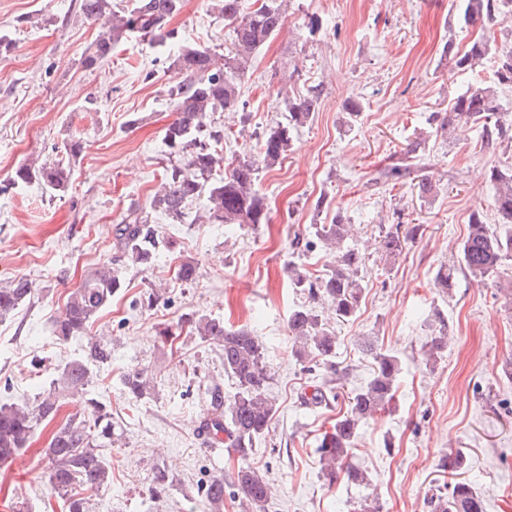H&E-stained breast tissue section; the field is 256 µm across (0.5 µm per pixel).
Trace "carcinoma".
Wrapping results in <instances>:
<instances>
[{
  "mask_svg": "<svg viewBox=\"0 0 512 512\" xmlns=\"http://www.w3.org/2000/svg\"><path fill=\"white\" fill-rule=\"evenodd\" d=\"M183 4L184 0H133L132 6L121 8L112 0H80L84 18L100 25L94 42L81 57L82 67L96 68L133 35L159 45L175 38L168 25L181 12ZM217 7L224 20L233 26L232 48L220 54L209 47L184 46L171 58L169 68L184 79L171 89L176 118L167 127L164 139L170 154L179 159L164 169L150 208L179 223L189 203L204 194L208 201L206 223L256 228L269 221L265 198L257 188L259 169L272 168L280 162L290 145V131L309 122L318 107L320 93L315 89L288 99V124L264 137L257 157H244L229 172L220 173L224 168L220 148L224 131L208 128L207 119L214 112H240L244 108L240 85L248 61L284 29L286 15L282 0H260L258 7L247 13L241 11V0H218ZM498 17L512 18V0H463V20L468 24L491 23ZM492 49L490 38H479L467 51L453 55V66L459 70L471 68ZM501 86H512L511 52L499 58L493 83H474L454 99L436 132L453 144L461 131L476 125L481 127L482 141L488 145L512 141V121L507 119L498 95ZM419 152L421 143L416 141L399 162L379 172L378 180L403 181ZM488 178L494 188L493 207L498 223H488L481 207L472 211L459 266L440 268L435 277L437 288H451L460 269L483 282L499 273L503 260L512 256V167H492ZM70 179V166L61 160L40 165L31 162L16 169L13 183L38 181L53 193H63L69 188ZM417 230L414 226L402 235L397 230L382 228L377 250L385 259H395L402 253L407 237ZM348 233L349 225L339 214L331 224L311 225L316 241L336 250V266L321 275L297 267L289 269L291 287L307 299L288 317L294 352L301 359L310 357L326 364L336 356L335 333L319 307L327 306L339 321H348L357 312L363 293L358 272L366 253L346 245ZM115 239L129 262L144 269L153 266L159 233L142 210L133 209L126 214L115 227ZM121 287L118 271L109 266L89 274L68 294L64 316L56 322L54 335L63 341L83 335ZM30 292L28 282L22 278L1 285L0 319L11 315ZM185 328L224 349V373L234 380L236 393L226 399L220 387L209 390L208 424L215 432L224 434L228 454L244 460L276 412L267 395L272 374L264 344L246 329H231L220 319L198 314L185 315L177 323V330L166 328L159 336L167 342ZM445 330L446 325L440 324L439 335L430 341L428 360H436L447 347ZM111 357L108 343L92 337L87 341L85 359L65 363L49 389L34 401L0 404V465L12 464L25 452L37 426L58 415L66 396L91 386L94 373L89 363L104 365ZM400 371L397 356L373 352L369 380L352 394L347 411L320 441L321 473L328 484L336 483L341 475L356 485L364 483V474L344 467V463L354 448L360 423L386 409L394 399ZM122 384L127 396L140 399L150 390L148 371L132 370L124 375ZM330 395L331 390L323 382L314 385L311 394H303L302 400L308 406L318 407L329 402ZM89 407L87 416H74L61 423L46 448L48 485L62 500L64 512H89L87 494L96 495L112 484V468L100 449L112 447L119 424L112 420V411L106 404L91 399ZM170 483L166 470L155 468L150 494L160 496ZM231 484L251 508H265L271 488L259 470L242 466L233 473ZM447 488V492L436 497L434 512H485L483 498L469 483L455 481ZM195 512H224V477L208 481Z\"/></svg>",
  "mask_w": 512,
  "mask_h": 512,
  "instance_id": "carcinoma-1",
  "label": "carcinoma"
}]
</instances>
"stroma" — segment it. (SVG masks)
I'll list each match as a JSON object with an SVG mask.
<instances>
[{
	"label": "stroma",
	"instance_id": "35a3bbf8",
	"mask_svg": "<svg viewBox=\"0 0 512 512\" xmlns=\"http://www.w3.org/2000/svg\"><path fill=\"white\" fill-rule=\"evenodd\" d=\"M79 4L0 0V33L16 43L0 59V283L25 278L33 286L0 320V402L34 400L58 368L84 356L87 336L109 343L111 363L97 368L86 397L70 399L59 413H87L91 397L121 426L120 439L104 451L112 485L92 497L91 512H190L203 484L239 466L236 457L209 452L196 435L209 409L208 388L236 391L223 348L186 333L166 346L157 336L187 313L245 327L266 348L276 413L248 458L272 486L265 512H354L366 496L383 512H433L432 494L450 480L441 463L451 450L464 455L460 477L484 499L486 512H512V375L503 371L512 359V288L505 286L512 257L498 280L479 283L461 273L449 292L435 286L440 267L459 258L471 212L483 207L487 222H495L487 173L512 165V143L482 144L474 128L451 146L432 120L469 85L492 81L499 55L512 52V20L485 28L458 23L462 0H283L285 28L251 58L241 83L248 122L233 112L210 116L226 132L230 164L257 156L263 136L285 123L289 98L320 92L310 122L291 131L284 159L259 174L271 220L252 229L199 221L203 198L189 204L181 224L149 208L170 160L163 137L175 118L170 89L180 80L168 68L170 55L185 45L223 53L233 42L213 0H185L169 23L174 42L152 47L128 38L92 70L80 61L99 27L81 17ZM312 18L320 27L310 37ZM484 31L495 39V54L456 70L452 52L465 51ZM352 100L361 112L351 124ZM73 140L83 151L66 193L13 184L18 166L55 161ZM416 141L422 152L411 179L377 181L378 171ZM424 178L436 189L432 197L419 193ZM135 206L148 211L163 240L147 270L126 262L114 245L116 224ZM338 214L367 253L364 293L356 316L332 325L334 362L344 374L336 397L313 408L301 394L326 372L293 354L288 316L304 297L289 287L288 269L335 265L334 254L303 242L311 225ZM383 225L417 229L397 259L384 260L375 249ZM171 240L176 250L168 249ZM185 260L197 266L189 283L175 277ZM104 265L121 270L120 290L86 337L57 340L53 325L67 295ZM148 293L156 294L154 305H144ZM443 324L448 346L427 361V344ZM369 339L400 359L397 393L390 409L361 422L347 460L365 472L368 487L343 479L330 487L320 476L319 439L366 383ZM138 368L153 387L136 400L124 395L122 378ZM52 430L38 428L23 455L0 466V512H46L54 503L44 457ZM157 466L173 476L159 500L149 495Z\"/></svg>",
	"mask_w": 512,
	"mask_h": 512
}]
</instances>
